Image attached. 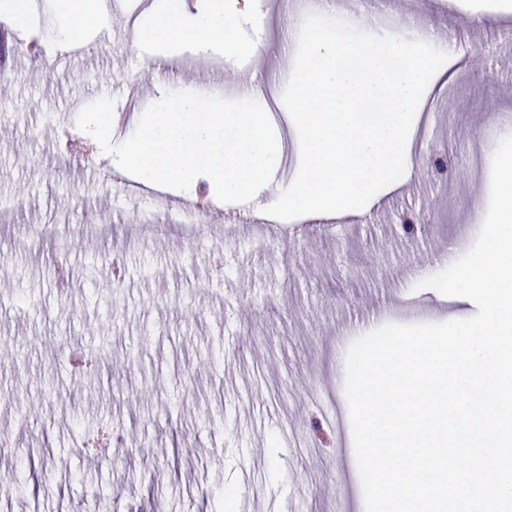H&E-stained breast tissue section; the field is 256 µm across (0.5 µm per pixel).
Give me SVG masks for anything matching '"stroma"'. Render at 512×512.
Returning <instances> with one entry per match:
<instances>
[{
  "label": "stroma",
  "instance_id": "obj_1",
  "mask_svg": "<svg viewBox=\"0 0 512 512\" xmlns=\"http://www.w3.org/2000/svg\"><path fill=\"white\" fill-rule=\"evenodd\" d=\"M467 0H331L329 16L404 24L448 54L447 82L427 92L413 140L416 174L380 190L360 214L257 223L251 203H214L221 227L166 223L209 198L163 188L114 166L78 129L81 109L116 86L196 90L200 79L264 94L284 66L281 0H253L241 31L250 53L190 70L186 49L156 58L128 38L130 8L83 32L60 55L58 0H25L0 52V467L16 489L0 512H366L339 361L386 324L475 314L467 301L420 288L439 257L474 245L490 194L489 159L512 115V11ZM38 41L43 51L28 55ZM480 69L465 70L463 55ZM40 72L39 81L30 73ZM273 127L277 180L300 163L289 113ZM448 169L427 168L430 156ZM110 429L122 447L84 450Z\"/></svg>",
  "mask_w": 512,
  "mask_h": 512
}]
</instances>
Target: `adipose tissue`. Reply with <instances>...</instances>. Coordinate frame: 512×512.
I'll return each mask as SVG.
<instances>
[{
    "mask_svg": "<svg viewBox=\"0 0 512 512\" xmlns=\"http://www.w3.org/2000/svg\"><path fill=\"white\" fill-rule=\"evenodd\" d=\"M229 16L242 24L249 22L247 0H209L207 7L195 14L160 11L142 25L140 37L162 52L190 44L200 51L218 49L228 57L240 56L244 44L235 31L226 28Z\"/></svg>",
    "mask_w": 512,
    "mask_h": 512,
    "instance_id": "adipose-tissue-1",
    "label": "adipose tissue"
}]
</instances>
